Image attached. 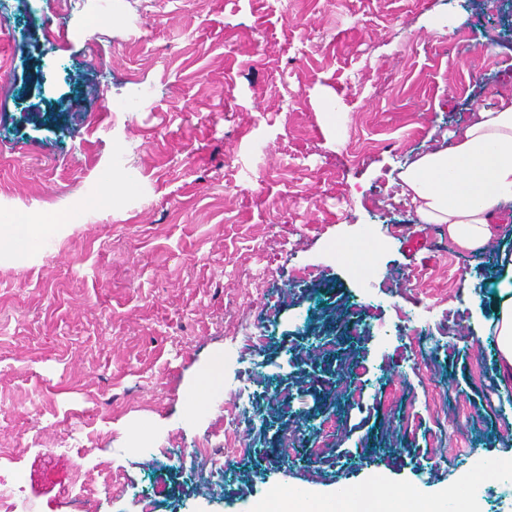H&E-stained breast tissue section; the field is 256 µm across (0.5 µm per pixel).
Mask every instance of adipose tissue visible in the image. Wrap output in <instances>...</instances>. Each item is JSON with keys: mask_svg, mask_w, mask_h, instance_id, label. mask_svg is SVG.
Wrapping results in <instances>:
<instances>
[{"mask_svg": "<svg viewBox=\"0 0 512 512\" xmlns=\"http://www.w3.org/2000/svg\"><path fill=\"white\" fill-rule=\"evenodd\" d=\"M419 224H444L460 248L479 253L504 232L512 207V87L478 106L463 131L418 155L398 175ZM498 293L495 334L501 390L512 388V265Z\"/></svg>", "mask_w": 512, "mask_h": 512, "instance_id": "obj_1", "label": "adipose tissue"}]
</instances>
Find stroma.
I'll list each match as a JSON object with an SVG mask.
<instances>
[{"label":"stroma","mask_w":512,"mask_h":512,"mask_svg":"<svg viewBox=\"0 0 512 512\" xmlns=\"http://www.w3.org/2000/svg\"><path fill=\"white\" fill-rule=\"evenodd\" d=\"M12 3L0 217L64 216L0 254V448L19 451L0 468L36 512H70L87 480L95 512H252L284 486L376 481L432 501L471 480L512 512V479L477 476L512 455L503 242L460 250L395 183L512 81L504 0H80L85 40L67 0ZM369 228L385 246L363 286L328 246ZM206 438L222 472L193 453ZM504 288L498 293L497 319L495 321V334L498 345V374L500 390L506 398L507 390L512 384V264L507 268Z\"/></svg>","instance_id":"stroma-1"}]
</instances>
